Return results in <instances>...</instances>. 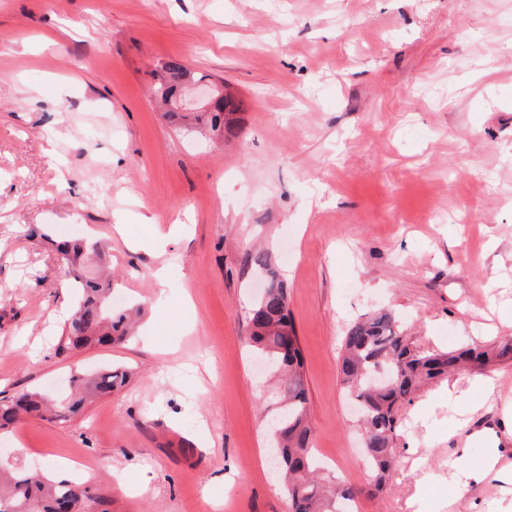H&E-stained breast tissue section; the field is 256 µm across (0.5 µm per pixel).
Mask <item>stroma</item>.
Returning <instances> with one entry per match:
<instances>
[{
  "label": "stroma",
  "instance_id": "35a3bbf8",
  "mask_svg": "<svg viewBox=\"0 0 512 512\" xmlns=\"http://www.w3.org/2000/svg\"><path fill=\"white\" fill-rule=\"evenodd\" d=\"M170 58L245 100L234 137L163 116L150 72ZM61 237L108 242L113 305L143 306L134 339L67 347ZM256 248L287 286L316 456L357 512H512L448 483L449 459L494 447L458 426L512 435V359L458 372L493 379L472 400L444 379L414 395L378 495L339 373L347 326L378 310L422 350L512 341V0H0V393L127 373L75 415L0 431L1 460L79 462L105 512H291L247 343Z\"/></svg>",
  "mask_w": 512,
  "mask_h": 512
}]
</instances>
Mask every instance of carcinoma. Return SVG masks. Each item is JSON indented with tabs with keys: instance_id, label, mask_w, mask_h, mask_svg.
<instances>
[{
	"instance_id": "cac0c4a2",
	"label": "carcinoma",
	"mask_w": 512,
	"mask_h": 512,
	"mask_svg": "<svg viewBox=\"0 0 512 512\" xmlns=\"http://www.w3.org/2000/svg\"><path fill=\"white\" fill-rule=\"evenodd\" d=\"M151 75L155 80L152 93L165 104L183 84L209 83V75L194 73L175 58L157 63ZM242 111L244 102L229 94L209 112L194 116V120L217 136H231L236 114ZM56 250L71 267L82 290V299L66 328L69 344L84 347L127 340L133 315L140 307H113L112 278L92 273V267L105 256L104 247L66 239L56 243ZM251 260L271 280V288L249 311V341L260 358L285 376L279 395V438L274 445L280 448L279 464L292 512H355L360 490L330 485L319 478L302 372L303 356L283 281L266 253L255 252ZM489 360V352L478 345L448 352L418 350L402 336L388 311L374 312L348 326L340 375L348 395L363 406V448L375 474L374 491L383 490L395 463L392 443L399 408L412 402L421 385L464 366L481 370ZM125 381V373L110 369L92 376L73 375L71 391L60 399L20 390L0 398V430L14 427L25 415H39L44 410L65 418L77 413L89 397L110 396ZM93 501L88 487L76 481L23 474L13 466L0 465V512H62L65 506L72 512H82Z\"/></svg>"
}]
</instances>
